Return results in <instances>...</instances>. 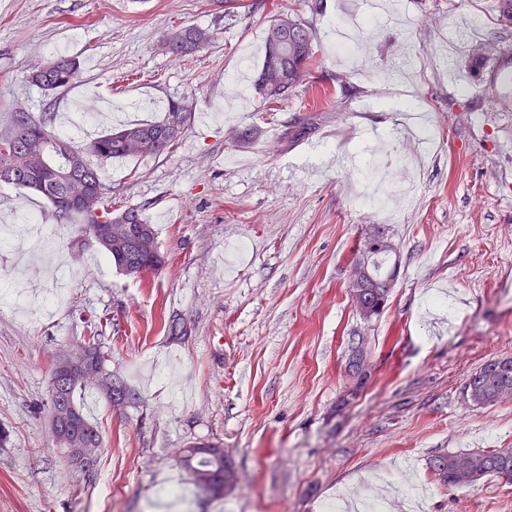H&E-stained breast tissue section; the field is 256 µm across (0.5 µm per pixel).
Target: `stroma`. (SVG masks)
Wrapping results in <instances>:
<instances>
[{"instance_id": "stroma-1", "label": "stroma", "mask_w": 512, "mask_h": 512, "mask_svg": "<svg viewBox=\"0 0 512 512\" xmlns=\"http://www.w3.org/2000/svg\"><path fill=\"white\" fill-rule=\"evenodd\" d=\"M242 2L229 13L224 0H0V127L23 111L86 142L159 120L172 100L193 113L172 154L103 165L105 202L143 207L167 257L142 279L95 265L81 225L57 224L45 197L0 186V217L56 224L48 260L70 272L50 316L0 306V512H321L368 480L419 491L421 512H512V484L444 489L427 467L440 452L512 448V398L479 407L464 393L473 371L512 356V29L494 0H385L410 32L376 15L349 53L336 45L340 0ZM279 13L315 32L321 87L275 106L252 90L232 98ZM190 24L213 42L167 53L164 35ZM91 54L96 68L65 90L28 80L54 56ZM405 55L410 71L391 75ZM373 130L386 144L383 208L355 202ZM376 229L398 247V275L366 322L349 274ZM171 314L184 339L165 330ZM94 315L140 400L88 397L103 446L85 473L51 434L48 386ZM358 336L372 375L345 405ZM193 442L228 450L233 495L206 497L177 467Z\"/></svg>"}]
</instances>
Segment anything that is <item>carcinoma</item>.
Masks as SVG:
<instances>
[{
	"instance_id": "1",
	"label": "carcinoma",
	"mask_w": 512,
	"mask_h": 512,
	"mask_svg": "<svg viewBox=\"0 0 512 512\" xmlns=\"http://www.w3.org/2000/svg\"><path fill=\"white\" fill-rule=\"evenodd\" d=\"M496 11L498 24L512 27V0H496ZM211 40L209 31L187 25L168 34L163 46L169 54L181 58L205 48ZM314 40L312 29L301 19L288 15L274 19L266 31L264 56L254 83L256 93L269 102L286 101L297 88L316 79ZM80 73L77 58L57 56L36 69L30 79L43 90L55 92L71 86ZM190 118L187 104L173 101L158 121L130 123L107 130L89 143L77 144L53 133L45 122L17 112L0 132L8 136L5 148H0V183L43 195L66 222L81 218L88 236L105 239L99 249L120 274L139 278L155 273L165 260L156 229L146 218L144 208L128 206L112 211L104 207L98 213L77 210L69 201L66 175L97 179L104 192V174L89 163L88 156L110 160L170 154ZM60 143L78 157L76 165L55 151ZM62 361L72 365V370L64 378L50 377L51 430L65 447L68 459L89 473L95 469L103 439L98 426L84 413L85 400L95 393L110 406H117L112 397V372L107 367L109 353L102 349L95 333ZM465 392L469 401L480 407L512 397V357L493 358L484 363L468 376ZM80 448L88 449L91 464L77 461ZM188 452L179 465L190 473L195 485L213 497L224 496V479L234 480L236 475L232 465L224 464L223 445L198 443ZM428 469L436 483L446 489L473 488L485 477L494 475L511 480L512 448L439 453L428 460Z\"/></svg>"
}]
</instances>
